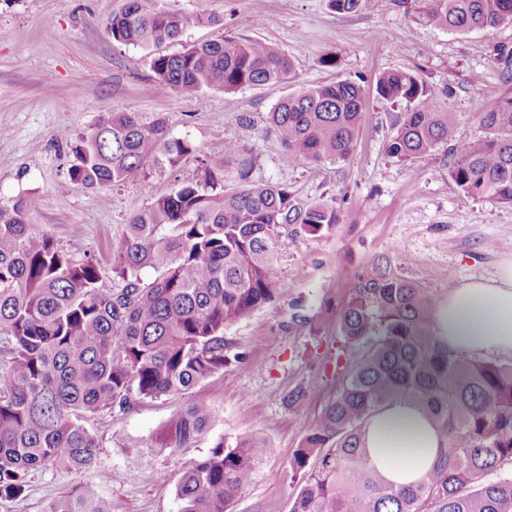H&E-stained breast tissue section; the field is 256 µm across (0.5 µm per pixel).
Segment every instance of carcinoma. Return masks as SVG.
<instances>
[{
  "label": "carcinoma",
  "mask_w": 512,
  "mask_h": 512,
  "mask_svg": "<svg viewBox=\"0 0 512 512\" xmlns=\"http://www.w3.org/2000/svg\"><path fill=\"white\" fill-rule=\"evenodd\" d=\"M431 24L470 33L512 21V0H424ZM214 24L205 0L190 17L165 0H126L107 24L112 40L151 49L156 89L196 98L207 89L235 91L287 80L293 61L274 45L226 34L155 49L177 40L189 22ZM379 97L405 104L388 155L425 158L452 151L448 175L465 193L512 206V97L491 100L480 113L487 136L461 141L458 115L406 70L382 72ZM364 108L363 87L341 80L307 85L281 99L269 122L290 166L347 159ZM198 151L168 133L159 114L112 112L72 147L69 184L96 189L148 186ZM239 147L204 160L202 172L133 214L112 246L110 269L90 254L76 258L28 223L32 201L0 204V498L27 488L32 471L92 466L99 439L82 421L140 398L175 397L224 370V326L275 302L278 254L299 234L336 223V211L303 207L277 183L224 190ZM286 224L296 225L285 236ZM160 275L151 282L141 271ZM437 296L389 269L367 266L353 281L337 325L350 348L336 364V394L291 459L300 489L292 512H512V361L472 357L442 344L433 329ZM403 399L416 403L442 443L431 468L410 484L388 480L363 443L379 410ZM202 406L176 411L158 446L192 448L210 429ZM261 444L220 439L191 462L176 487L179 512H228L252 481ZM46 512H103L83 492L49 503Z\"/></svg>",
  "instance_id": "carcinoma-1"
}]
</instances>
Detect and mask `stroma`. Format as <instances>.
Wrapping results in <instances>:
<instances>
[{
	"instance_id": "35a3bbf8",
	"label": "stroma",
	"mask_w": 512,
	"mask_h": 512,
	"mask_svg": "<svg viewBox=\"0 0 512 512\" xmlns=\"http://www.w3.org/2000/svg\"><path fill=\"white\" fill-rule=\"evenodd\" d=\"M124 4L0 0V203L30 197L29 223L69 253H91L105 264L132 214L194 179L204 156L232 141L249 163L250 182L285 185L301 206H330L338 221L301 234L279 254V300L225 327L245 363L227 364L182 395L87 416L85 427L101 441L92 468L34 471L25 494L1 499L0 512H45L74 491L91 493L104 512H178L175 490L187 465L218 439L246 436L262 442L261 461L230 512H291L299 489L292 454L336 392L342 339L335 324H317V316L338 311L355 277L381 256L394 273L441 299L512 258V206L457 187L447 146L410 163L387 154L403 107L380 98L375 79L390 69L414 71L446 94L460 139L484 137L485 104L512 96V63L497 55L501 46L512 47V22L458 34L430 24L422 0H365L353 13L333 11L328 0H208L216 24L188 25L165 53L232 33L276 46L292 58L296 76L187 100L159 94L149 52L108 35V20ZM327 55L335 66L322 65ZM342 79L359 83L366 97L354 154L286 166L268 121L272 107L301 86ZM109 112L162 114L170 134L189 137L199 151L146 187L68 186L71 142ZM61 130L66 138H58ZM295 390L305 393L297 409L286 401ZM191 405L214 413L207 434L174 453L154 448L168 418ZM133 455L140 458L135 468L128 464Z\"/></svg>"
}]
</instances>
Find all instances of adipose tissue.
I'll return each mask as SVG.
<instances>
[{
    "instance_id": "ef3b65f1",
    "label": "adipose tissue",
    "mask_w": 512,
    "mask_h": 512,
    "mask_svg": "<svg viewBox=\"0 0 512 512\" xmlns=\"http://www.w3.org/2000/svg\"><path fill=\"white\" fill-rule=\"evenodd\" d=\"M436 335L449 348L471 356L512 353V260L495 277H474L456 286L433 314ZM441 445L436 427L413 404L395 401L376 414L365 446L390 480H418Z\"/></svg>"
}]
</instances>
